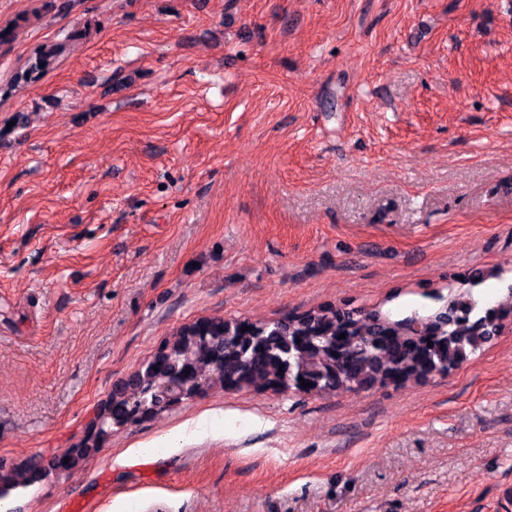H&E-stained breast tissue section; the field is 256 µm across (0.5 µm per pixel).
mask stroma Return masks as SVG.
<instances>
[{
  "instance_id": "1",
  "label": "stroma",
  "mask_w": 512,
  "mask_h": 512,
  "mask_svg": "<svg viewBox=\"0 0 512 512\" xmlns=\"http://www.w3.org/2000/svg\"><path fill=\"white\" fill-rule=\"evenodd\" d=\"M22 14L0 51L1 469L65 453L197 319L402 318L476 274L505 300L512 0H0ZM50 42L55 68L7 91ZM6 500L512 512V322L421 385L212 389Z\"/></svg>"
}]
</instances>
